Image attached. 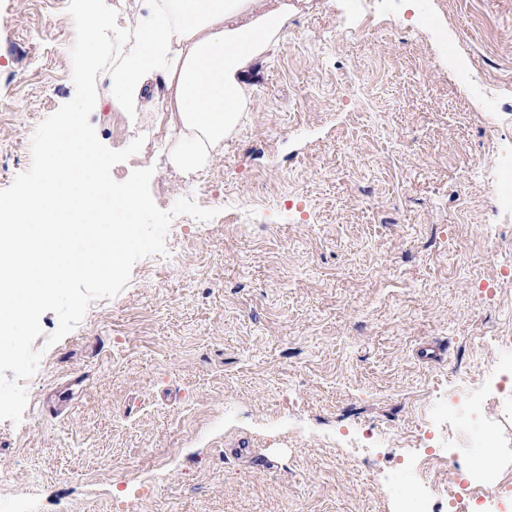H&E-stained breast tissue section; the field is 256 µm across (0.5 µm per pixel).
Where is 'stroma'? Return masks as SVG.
<instances>
[{"instance_id":"stroma-1","label":"stroma","mask_w":512,"mask_h":512,"mask_svg":"<svg viewBox=\"0 0 512 512\" xmlns=\"http://www.w3.org/2000/svg\"><path fill=\"white\" fill-rule=\"evenodd\" d=\"M69 0H0V190L75 96ZM496 85L494 112L460 76ZM250 110L185 172L161 112L95 105L99 140L145 146L167 255L91 303L0 421V512H448L431 455L512 473V212L474 159L512 141V0H310L247 72ZM490 441L493 466L475 451ZM249 453L230 455L231 446Z\"/></svg>"}]
</instances>
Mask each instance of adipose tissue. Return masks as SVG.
Returning <instances> with one entry per match:
<instances>
[{"label": "adipose tissue", "mask_w": 512, "mask_h": 512, "mask_svg": "<svg viewBox=\"0 0 512 512\" xmlns=\"http://www.w3.org/2000/svg\"><path fill=\"white\" fill-rule=\"evenodd\" d=\"M134 21L106 20L86 11L90 62L102 57L98 31L127 44L109 76L108 101L136 112L151 104L172 112L178 125L173 164L202 166L249 109L246 72L278 44L294 0H145Z\"/></svg>", "instance_id": "adipose-tissue-1"}]
</instances>
